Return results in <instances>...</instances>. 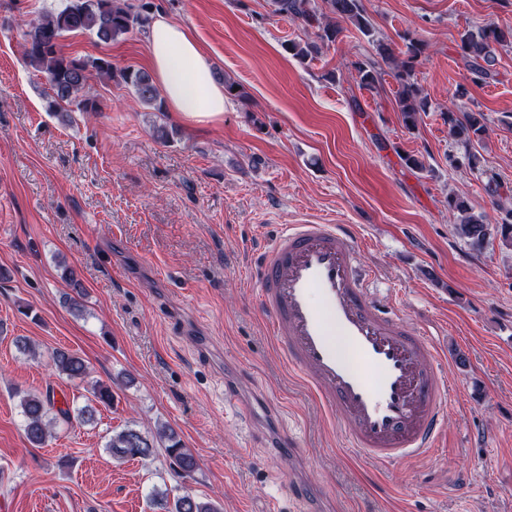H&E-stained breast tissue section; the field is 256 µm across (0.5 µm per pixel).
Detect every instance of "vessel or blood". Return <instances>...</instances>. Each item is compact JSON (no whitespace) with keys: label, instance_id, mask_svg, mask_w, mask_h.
<instances>
[{"label":"vessel or blood","instance_id":"1","mask_svg":"<svg viewBox=\"0 0 512 512\" xmlns=\"http://www.w3.org/2000/svg\"><path fill=\"white\" fill-rule=\"evenodd\" d=\"M252 271L289 368L340 415L350 447L377 463L428 456L448 409L442 353L416 322L381 309L344 226L281 227ZM290 492L319 512L307 483Z\"/></svg>","mask_w":512,"mask_h":512}]
</instances>
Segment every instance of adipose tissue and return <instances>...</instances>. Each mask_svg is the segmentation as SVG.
I'll use <instances>...</instances> for the list:
<instances>
[{
  "label": "adipose tissue",
  "mask_w": 512,
  "mask_h": 512,
  "mask_svg": "<svg viewBox=\"0 0 512 512\" xmlns=\"http://www.w3.org/2000/svg\"><path fill=\"white\" fill-rule=\"evenodd\" d=\"M149 56L166 104L191 124H214L224 118V88L212 76L211 66L185 28L164 19L148 32Z\"/></svg>",
  "instance_id": "1"
}]
</instances>
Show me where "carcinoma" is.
I'll use <instances>...</instances> for the list:
<instances>
[{
    "label": "carcinoma",
    "mask_w": 512,
    "mask_h": 512,
    "mask_svg": "<svg viewBox=\"0 0 512 512\" xmlns=\"http://www.w3.org/2000/svg\"><path fill=\"white\" fill-rule=\"evenodd\" d=\"M321 8L317 0H270L272 13L286 16L306 27L316 30L315 39L291 40L286 49L302 63L314 61L322 50L336 42L341 29L333 16L349 20L363 35L371 34V24L365 15L361 0H323ZM153 4L149 0H67L60 9L47 12L27 24L23 32L22 54L27 66L38 72L47 85L48 110L62 123L72 122L75 112H97L98 102L84 95L90 79L118 81L133 88L141 102L157 112L162 111L160 94L151 76L132 67L116 68L112 61L101 57H73L64 54L60 41L68 33L91 32L103 41H114L133 31L150 28ZM407 58L393 62V76L398 84L396 103L408 128L416 126L421 113L427 111L428 101L414 82V61L423 53L424 43L410 34L404 35ZM512 48V28H501L488 24L466 31L460 39V57L474 79L483 83L497 80L496 68L499 48ZM388 60L387 50L377 47V56H365L354 63L360 87L376 90L381 81L380 60ZM449 133L459 140L470 143L480 141L487 132L485 118L480 112H470L459 118L448 111ZM502 185L495 174L487 175V192L497 199L498 207L505 211L506 220L497 228L496 235L505 247H512V198L501 193ZM448 211L456 214V233L481 247L491 237L490 225L481 214L473 211L468 201L460 196L448 197ZM64 276L72 293L63 296V303L75 315H81L84 287L77 271L67 266ZM56 370L68 379L82 380L87 374V365L77 354L57 349L52 353ZM24 418V433L35 447L43 445L53 426L70 425L75 421L83 424L95 422L97 409L87 403L75 409L55 408L51 390L41 393L18 392ZM164 445L173 465L184 474L195 471L197 461L193 453L185 448L176 432L167 426L157 429L155 439L139 430L126 427L112 434L105 448L115 458H146L152 453L155 443ZM151 506L159 512H221V505L212 500L195 497L189 493L174 498L168 495L154 496Z\"/></svg>",
    "instance_id": "cac0c4a2"
}]
</instances>
